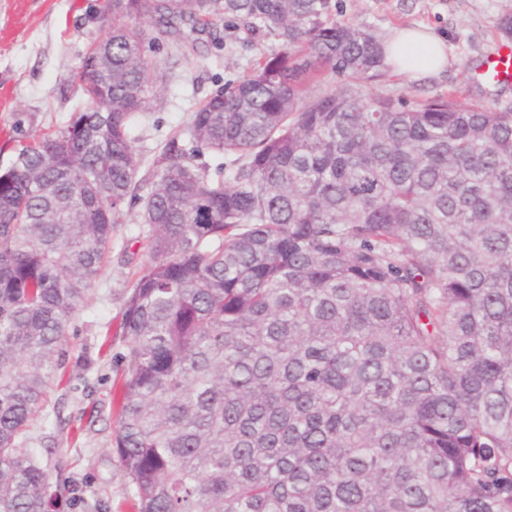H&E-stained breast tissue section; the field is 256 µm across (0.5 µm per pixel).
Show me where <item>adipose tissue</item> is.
Here are the masks:
<instances>
[{"label": "adipose tissue", "mask_w": 512, "mask_h": 512, "mask_svg": "<svg viewBox=\"0 0 512 512\" xmlns=\"http://www.w3.org/2000/svg\"><path fill=\"white\" fill-rule=\"evenodd\" d=\"M444 37L431 28H406L397 31L384 46L385 59L398 72L413 79H423L448 65Z\"/></svg>", "instance_id": "obj_1"}]
</instances>
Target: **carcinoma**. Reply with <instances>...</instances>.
<instances>
[{
    "instance_id": "cac0c4a2",
    "label": "carcinoma",
    "mask_w": 512,
    "mask_h": 512,
    "mask_svg": "<svg viewBox=\"0 0 512 512\" xmlns=\"http://www.w3.org/2000/svg\"><path fill=\"white\" fill-rule=\"evenodd\" d=\"M333 8L107 0L84 105L0 168V512H49L30 428L128 200L151 257L119 324L135 512H512V113L366 90L382 45ZM221 19L281 51L140 174L149 27Z\"/></svg>"
}]
</instances>
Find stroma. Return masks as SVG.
Here are the masks:
<instances>
[{
	"label": "stroma",
	"mask_w": 512,
	"mask_h": 512,
	"mask_svg": "<svg viewBox=\"0 0 512 512\" xmlns=\"http://www.w3.org/2000/svg\"><path fill=\"white\" fill-rule=\"evenodd\" d=\"M104 0H0V166L15 156L14 123L40 134L63 126L81 89V56L112 28ZM512 16V0H336V20L386 40L396 30L427 26L448 45V68L412 80L383 64L371 88L425 101L456 93L500 111L512 110V83L487 86L474 80L481 64L503 42L500 22ZM275 35L250 37L239 26L218 22L194 32L147 39V56L160 61L162 83L150 112L134 135L144 158H152L186 126L194 104L230 80L250 73L279 52ZM139 206L124 205L112 260L95 284L67 335L63 380L47 393L46 418L34 426L29 445L49 475L52 512H134L127 480L112 452L117 412L112 403L125 342L118 322L127 291L149 262L133 245Z\"/></svg>",
	"instance_id": "35a3bbf8"
}]
</instances>
